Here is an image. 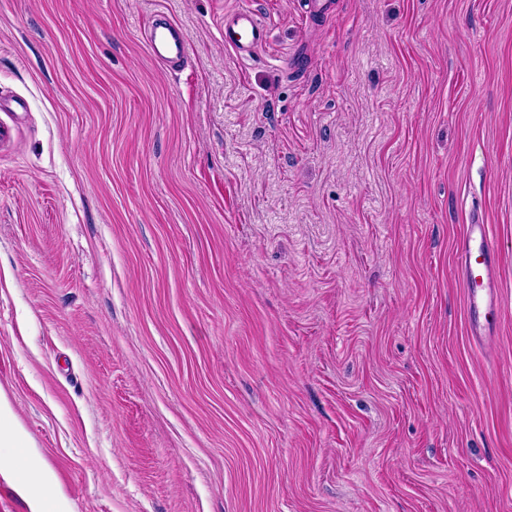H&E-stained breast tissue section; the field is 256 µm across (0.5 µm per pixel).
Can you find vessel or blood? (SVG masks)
Segmentation results:
<instances>
[{"instance_id":"obj_1","label":"vessel or blood","mask_w":512,"mask_h":512,"mask_svg":"<svg viewBox=\"0 0 512 512\" xmlns=\"http://www.w3.org/2000/svg\"><path fill=\"white\" fill-rule=\"evenodd\" d=\"M264 41L265 30L251 12L239 10L225 17V47L248 54L261 47ZM148 48L158 61L176 64L185 56V38L175 25L161 20L151 27ZM458 252L459 275L469 306L481 316L472 333L480 337L490 335L500 323L501 308L495 289L496 259L487 225H468ZM9 468L16 484H29L32 469L25 449H14Z\"/></svg>"}]
</instances>
